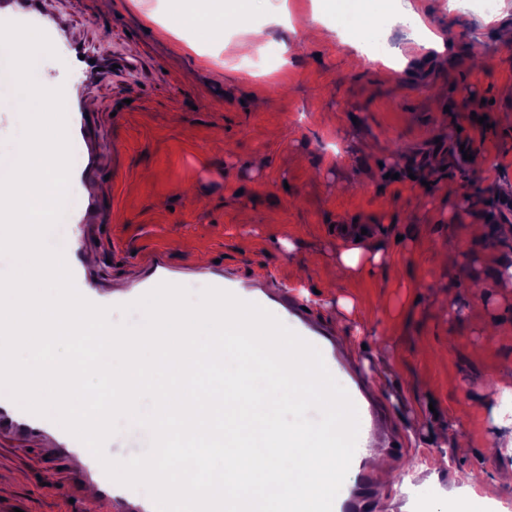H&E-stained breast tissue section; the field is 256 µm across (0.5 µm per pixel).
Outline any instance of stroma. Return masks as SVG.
Instances as JSON below:
<instances>
[{
	"label": "stroma",
	"mask_w": 512,
	"mask_h": 512,
	"mask_svg": "<svg viewBox=\"0 0 512 512\" xmlns=\"http://www.w3.org/2000/svg\"><path fill=\"white\" fill-rule=\"evenodd\" d=\"M170 5L54 0L64 40L112 66L78 75L95 108L71 142L73 167L94 155L93 182L108 189L105 223L66 227L94 258L95 287L143 286L158 254L181 286L228 275L248 293L293 292L327 338L358 344L370 399L408 442L368 512H512V484L498 479L512 415L488 385L512 374V287L493 274L512 253V195L499 191L512 182V43L433 0L425 22L455 49L446 65L413 58L396 71L353 48L336 0H266L247 23L294 56L247 71L239 25L190 45L164 33ZM315 25L328 36L310 39ZM461 125L476 147L457 164ZM355 221L386 260L352 276L336 253ZM47 446L0 433V498L22 512H94L75 466Z\"/></svg>",
	"instance_id": "stroma-1"
}]
</instances>
